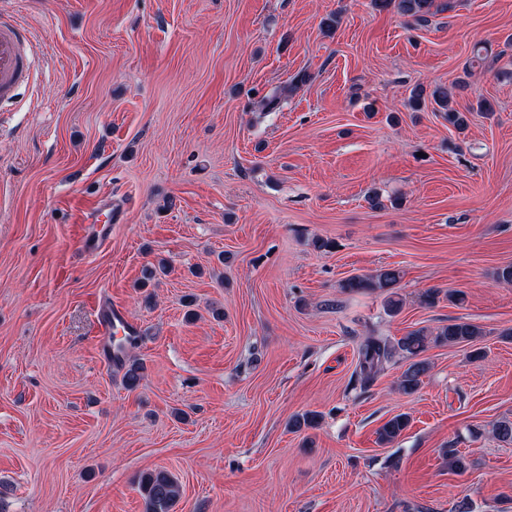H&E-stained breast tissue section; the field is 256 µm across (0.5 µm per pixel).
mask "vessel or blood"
<instances>
[{
  "mask_svg": "<svg viewBox=\"0 0 512 512\" xmlns=\"http://www.w3.org/2000/svg\"><path fill=\"white\" fill-rule=\"evenodd\" d=\"M31 35L24 25L13 22H0V100H15L18 89L31 80V69L24 46L30 42ZM100 323L99 343L104 361L112 359V332L116 328L130 329V322L112 309L111 305L101 303L97 306Z\"/></svg>",
  "mask_w": 512,
  "mask_h": 512,
  "instance_id": "vessel-or-blood-1",
  "label": "vessel or blood"
}]
</instances>
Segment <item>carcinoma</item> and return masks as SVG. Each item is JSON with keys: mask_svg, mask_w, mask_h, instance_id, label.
Masks as SVG:
<instances>
[{"mask_svg": "<svg viewBox=\"0 0 512 512\" xmlns=\"http://www.w3.org/2000/svg\"><path fill=\"white\" fill-rule=\"evenodd\" d=\"M380 9L390 6L412 19L417 25H425L430 18L450 8L442 0H374ZM433 102L444 112L448 123L461 129L466 125L465 114L450 105L448 88L437 86L430 94ZM400 271L394 268H381L370 275H354L341 285L348 292L380 290L386 292V307L391 313L400 309V299L394 292L400 281ZM483 335L480 326L463 320H453L434 333L423 329L413 330L399 339L382 336H367L359 348V360L355 370V382L361 390L369 388L387 365L398 358H412L414 362L404 370L398 379L397 388L404 394L418 390L428 363L417 361L415 357L424 352L428 344H470ZM115 364L125 368L123 379L128 389L134 390L142 379L143 365L135 360L126 362L123 356L115 358ZM410 422L409 416L402 413L387 420L377 430V441L381 445L398 440ZM139 490L144 500L145 512H172L181 496L178 480L166 470H155L141 475Z\"/></svg>", "mask_w": 512, "mask_h": 512, "instance_id": "cac0c4a2", "label": "carcinoma"}]
</instances>
